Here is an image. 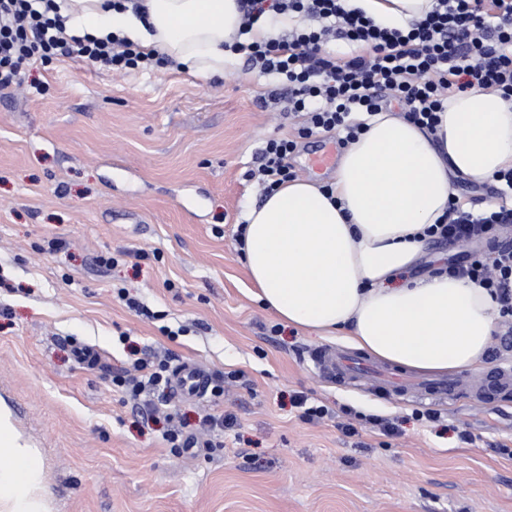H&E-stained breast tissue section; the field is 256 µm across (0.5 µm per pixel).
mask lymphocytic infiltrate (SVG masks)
<instances>
[{
	"label": "lymphocytic infiltrate",
	"mask_w": 512,
	"mask_h": 512,
	"mask_svg": "<svg viewBox=\"0 0 512 512\" xmlns=\"http://www.w3.org/2000/svg\"><path fill=\"white\" fill-rule=\"evenodd\" d=\"M243 27L262 16L295 12L316 18L317 26L295 31L291 39L243 45L261 72L282 77L288 86V112L297 118L294 134L267 140L258 180L264 192L295 180L289 164L297 141L334 132L341 145L355 141L368 117L398 106L402 115L432 130L444 102L476 87L493 89L512 102V0H433L431 10L407 29L376 26L342 0H240ZM54 0H0V89L18 83L23 66L53 56L90 60L115 71L148 70L157 53L123 39L66 36ZM355 50L340 57L327 51L331 39ZM512 225V208L499 205L474 214L451 197L442 223L426 234L436 241L467 243L463 260L446 262L449 275L485 288L502 323L512 328V243L500 240ZM133 373L117 377L133 400L148 404L167 386L170 364L136 359Z\"/></svg>",
	"instance_id": "1"
}]
</instances>
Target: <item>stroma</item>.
<instances>
[{
	"instance_id": "1",
	"label": "stroma",
	"mask_w": 512,
	"mask_h": 512,
	"mask_svg": "<svg viewBox=\"0 0 512 512\" xmlns=\"http://www.w3.org/2000/svg\"><path fill=\"white\" fill-rule=\"evenodd\" d=\"M278 82L241 54L206 81L168 58L115 72L62 57L0 90V405L41 453L50 512H512L498 450L512 446V392L470 390L512 365L503 325L432 422L383 384L321 378L311 351L344 338L281 324L252 296L237 228L263 198L266 140L294 131L265 101ZM323 151L341 154L337 134L301 140L290 162L329 184L334 168L309 164ZM148 354L237 379L143 408L113 379ZM298 394L356 435L302 420ZM173 429L195 447H171Z\"/></svg>"
}]
</instances>
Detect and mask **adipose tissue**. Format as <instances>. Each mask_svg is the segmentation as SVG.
I'll list each match as a JSON object with an SVG mask.
<instances>
[{"instance_id":"1","label":"adipose tissue","mask_w":512,"mask_h":512,"mask_svg":"<svg viewBox=\"0 0 512 512\" xmlns=\"http://www.w3.org/2000/svg\"><path fill=\"white\" fill-rule=\"evenodd\" d=\"M71 35L118 36L202 79L223 75L240 41L239 0H57ZM433 0H345L376 25L403 28ZM512 166V103L492 89L449 98L435 130L382 112L343 152L330 192L312 179L247 205L236 246L256 297L284 324L342 336L357 350L422 373L484 362L493 343L485 288L416 274L425 229L448 211L454 177L482 182ZM38 449L0 408V512H50Z\"/></svg>"}]
</instances>
